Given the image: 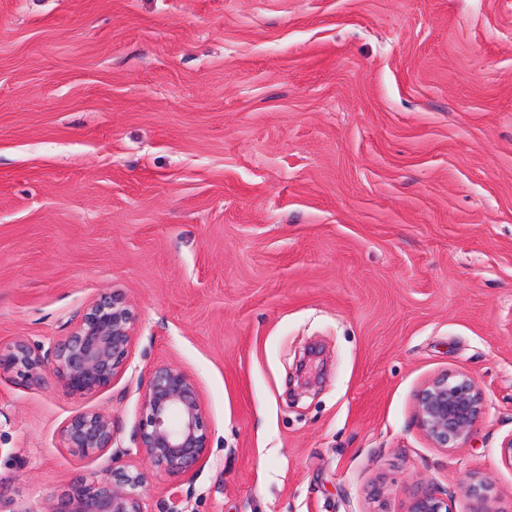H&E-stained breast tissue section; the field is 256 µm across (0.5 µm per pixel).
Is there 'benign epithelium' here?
Listing matches in <instances>:
<instances>
[{
    "label": "benign epithelium",
    "mask_w": 512,
    "mask_h": 512,
    "mask_svg": "<svg viewBox=\"0 0 512 512\" xmlns=\"http://www.w3.org/2000/svg\"><path fill=\"white\" fill-rule=\"evenodd\" d=\"M135 315L117 294H102L82 314L70 334L48 349L26 340L0 346V378L16 376L38 382L57 375L72 395H89L112 385L125 371L133 346ZM484 398L463 375L442 374L417 393L416 422L438 448H455L481 420ZM62 447L80 458L105 454L114 444L112 415L82 410L59 431ZM134 449L111 455L104 477L90 473L72 483L46 512H151L146 507L147 477L128 460L134 455L159 474L180 477L208 452L209 424L195 380L171 363H159L143 388L134 430ZM470 512H496L486 480L471 477L465 484ZM407 512H451L438 487L414 495Z\"/></svg>",
    "instance_id": "7a95c632"
}]
</instances>
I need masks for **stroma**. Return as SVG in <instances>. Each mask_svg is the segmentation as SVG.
<instances>
[{"label": "stroma", "mask_w": 512, "mask_h": 512, "mask_svg": "<svg viewBox=\"0 0 512 512\" xmlns=\"http://www.w3.org/2000/svg\"><path fill=\"white\" fill-rule=\"evenodd\" d=\"M135 313L127 370L0 380V512H48L132 447L156 364L196 380L209 450L149 472L183 512H406L431 484L512 512V0H0V344ZM312 348L308 391L295 358ZM485 412L434 447L415 395ZM484 407L471 379L445 373L417 393L416 422L437 448H456L479 423ZM63 448L80 458L104 455L114 444L112 415L104 410H82L72 415L59 431ZM489 485L486 480L470 477L465 484V493L470 500L469 512H497L489 496Z\"/></svg>", "instance_id": "35a3bbf8"}]
</instances>
